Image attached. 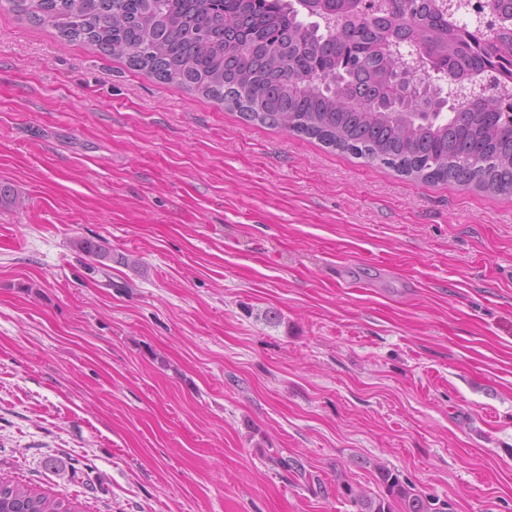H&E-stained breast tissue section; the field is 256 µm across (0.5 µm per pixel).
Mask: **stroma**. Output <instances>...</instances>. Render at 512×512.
<instances>
[{"mask_svg": "<svg viewBox=\"0 0 512 512\" xmlns=\"http://www.w3.org/2000/svg\"><path fill=\"white\" fill-rule=\"evenodd\" d=\"M0 184V480L80 512H356L342 481L384 495L382 464L512 512V198L245 121L6 0ZM75 245L81 252L102 266H109L105 261L112 262V250L101 243V241L79 239L75 241Z\"/></svg>", "mask_w": 512, "mask_h": 512, "instance_id": "obj_1", "label": "stroma"}]
</instances>
